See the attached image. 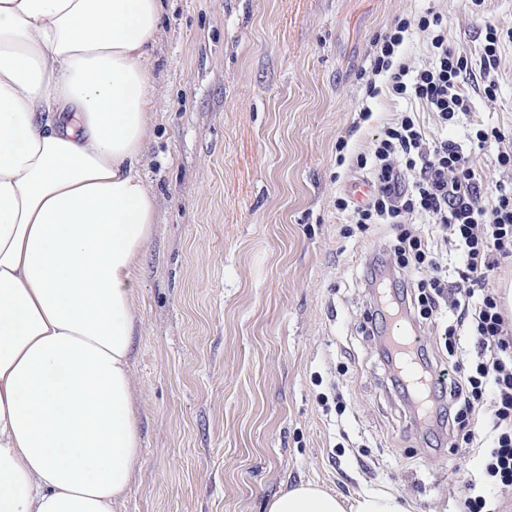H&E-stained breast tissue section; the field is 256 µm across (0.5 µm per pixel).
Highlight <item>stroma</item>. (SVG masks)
Listing matches in <instances>:
<instances>
[{
    "instance_id": "35a3bbf8",
    "label": "stroma",
    "mask_w": 512,
    "mask_h": 512,
    "mask_svg": "<svg viewBox=\"0 0 512 512\" xmlns=\"http://www.w3.org/2000/svg\"><path fill=\"white\" fill-rule=\"evenodd\" d=\"M430 9L472 57L486 23L512 28V0L478 13L464 0H165L147 63L156 224L137 270L141 462L119 512H264L301 482L458 512L479 479L490 444L419 422L369 333L366 281L375 263L399 268L400 226L361 229L336 208L370 182L357 160L395 113L463 144L477 124L512 142V43L496 99L474 96L446 130L371 76L372 40ZM445 328L418 327L441 370L448 342L476 354ZM475 492L484 512H512V492L480 479Z\"/></svg>"
}]
</instances>
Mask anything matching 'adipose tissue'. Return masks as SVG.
<instances>
[{"label": "adipose tissue", "mask_w": 512, "mask_h": 512, "mask_svg": "<svg viewBox=\"0 0 512 512\" xmlns=\"http://www.w3.org/2000/svg\"><path fill=\"white\" fill-rule=\"evenodd\" d=\"M162 0H0V512H116L140 461V174ZM266 512H408L313 483Z\"/></svg>", "instance_id": "1"}]
</instances>
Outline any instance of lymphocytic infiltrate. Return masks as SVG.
<instances>
[{"mask_svg": "<svg viewBox=\"0 0 512 512\" xmlns=\"http://www.w3.org/2000/svg\"><path fill=\"white\" fill-rule=\"evenodd\" d=\"M421 32L431 61L415 67L400 58L410 30ZM512 41V29L485 26L478 58L452 51L442 16L434 11L400 19L376 38L373 75L387 74L392 91L436 114L441 126L456 124L472 110L474 94L493 99L499 88V50ZM374 190L361 204L340 197L338 210L357 224L403 225L419 214L437 234L403 230L394 246L406 267L433 272L418 282L419 315L430 319L448 309L460 326H469L477 347L475 360H449L450 423L463 430L466 443L478 438L472 422L488 421L494 447L484 474L501 491H512V333L506 328L497 294L489 288L494 255L512 254V185L486 184L469 155L451 139H431L420 122L403 112L378 133L372 149ZM461 250L465 289L451 290L442 275L443 246ZM493 394H486L487 385Z\"/></svg>", "mask_w": 512, "mask_h": 512, "instance_id": "lymphocytic-infiltrate-1", "label": "lymphocytic infiltrate"}]
</instances>
